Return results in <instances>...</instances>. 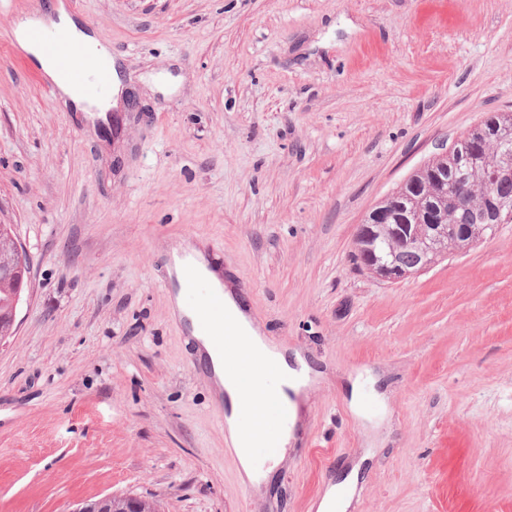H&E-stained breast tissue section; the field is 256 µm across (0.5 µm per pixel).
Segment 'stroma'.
Here are the masks:
<instances>
[{
	"label": "stroma",
	"mask_w": 512,
	"mask_h": 512,
	"mask_svg": "<svg viewBox=\"0 0 512 512\" xmlns=\"http://www.w3.org/2000/svg\"><path fill=\"white\" fill-rule=\"evenodd\" d=\"M53 2L0 0V224L30 260L0 512H309L353 471L351 512H512V224L401 282L351 261L385 195L512 110V0H65L139 95L115 137L11 35ZM180 238L318 375L257 490L170 315Z\"/></svg>",
	"instance_id": "obj_1"
}]
</instances>
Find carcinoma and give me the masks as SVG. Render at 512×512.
<instances>
[{"instance_id": "cac0c4a2", "label": "carcinoma", "mask_w": 512, "mask_h": 512, "mask_svg": "<svg viewBox=\"0 0 512 512\" xmlns=\"http://www.w3.org/2000/svg\"><path fill=\"white\" fill-rule=\"evenodd\" d=\"M470 148L473 162L465 170L460 181L466 185L468 202L466 206L448 209V222L460 224L465 232L448 238V248L453 251L464 250L474 243L490 236V230L484 228L488 223L485 217L486 195L493 199L512 204V174L504 170L505 161L491 145L483 143L480 133H470ZM448 167V185L433 183L434 177L424 170L414 173L415 184L405 189L400 203L394 210L409 215V231L419 237L434 234L428 219L431 209L448 205V199L456 190V177L459 173L455 162L446 158L432 160V169ZM417 260L414 250L391 240H383L377 250V264L395 263L402 268H410ZM16 281L0 277V336H12L14 326L11 322L13 296L16 293Z\"/></svg>"}]
</instances>
